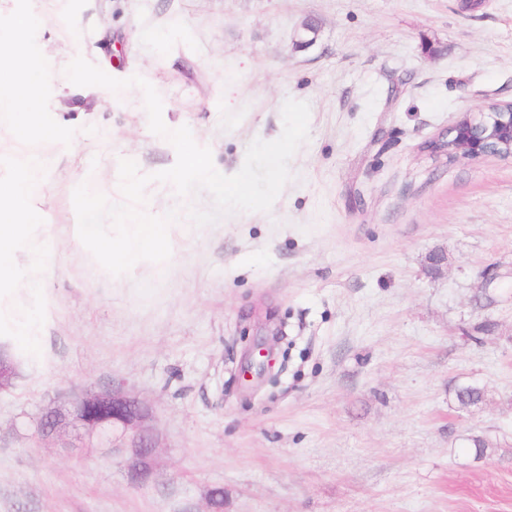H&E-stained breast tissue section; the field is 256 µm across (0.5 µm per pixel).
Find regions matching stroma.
Returning <instances> with one entry per match:
<instances>
[{"mask_svg":"<svg viewBox=\"0 0 512 512\" xmlns=\"http://www.w3.org/2000/svg\"><path fill=\"white\" fill-rule=\"evenodd\" d=\"M20 10L57 135L17 142L22 114L0 112V178L15 150L46 162L17 209L50 240L46 346L0 387V512H512V159L428 149L512 101V0H0V33ZM78 56L146 79L226 175L308 102L270 212L179 219L171 263L106 272L74 189L122 202L120 160L151 174L176 152L141 89L73 87ZM468 383L487 397L461 409ZM112 389L144 408L138 477L132 435L71 416Z\"/></svg>","mask_w":512,"mask_h":512,"instance_id":"1","label":"stroma"}]
</instances>
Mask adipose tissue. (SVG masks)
<instances>
[{"label": "adipose tissue", "instance_id": "1", "mask_svg": "<svg viewBox=\"0 0 512 512\" xmlns=\"http://www.w3.org/2000/svg\"><path fill=\"white\" fill-rule=\"evenodd\" d=\"M36 21L33 14L20 11L13 15L8 42L9 50H0V112L23 111L28 132L54 136L53 128L42 122L47 107L49 60L31 54L24 39ZM13 164L17 176L0 182V348L13 351L22 347L41 349L43 316L42 290L37 281L28 288L14 286L19 268L39 272L46 243L39 228L42 213L29 210L19 215L14 204L31 191L29 177L44 167V160L32 153H17ZM26 296V307H18L17 296Z\"/></svg>", "mask_w": 512, "mask_h": 512}]
</instances>
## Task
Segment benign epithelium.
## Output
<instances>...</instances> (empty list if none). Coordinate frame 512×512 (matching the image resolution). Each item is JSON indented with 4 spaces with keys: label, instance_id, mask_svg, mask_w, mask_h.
<instances>
[{
    "label": "benign epithelium",
    "instance_id": "7a95c632",
    "mask_svg": "<svg viewBox=\"0 0 512 512\" xmlns=\"http://www.w3.org/2000/svg\"><path fill=\"white\" fill-rule=\"evenodd\" d=\"M431 149L450 159L482 156L512 157V102L491 103L466 112L449 135L434 142ZM74 417L90 432L109 434L133 431L144 417L140 403L118 392L91 394L76 402ZM150 452L144 435L132 449L131 470L141 474L143 458Z\"/></svg>",
    "mask_w": 512,
    "mask_h": 512
}]
</instances>
